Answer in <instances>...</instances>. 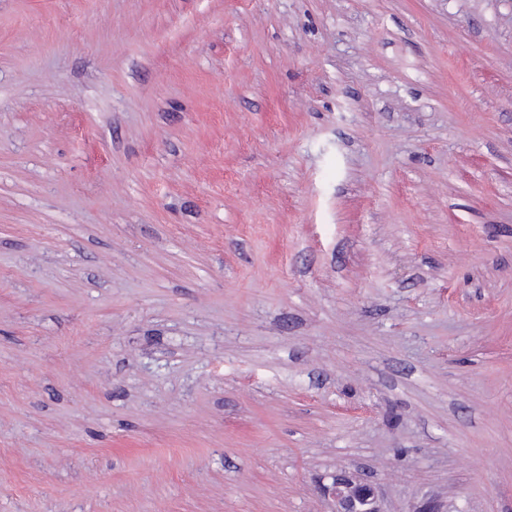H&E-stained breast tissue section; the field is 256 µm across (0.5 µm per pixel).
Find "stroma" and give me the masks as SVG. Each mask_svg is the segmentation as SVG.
<instances>
[{"mask_svg": "<svg viewBox=\"0 0 512 512\" xmlns=\"http://www.w3.org/2000/svg\"><path fill=\"white\" fill-rule=\"evenodd\" d=\"M512 512V0H0V512ZM324 484V496L335 504L333 512H385L376 486L346 474H336Z\"/></svg>", "mask_w": 512, "mask_h": 512, "instance_id": "35a3bbf8", "label": "stroma"}]
</instances>
